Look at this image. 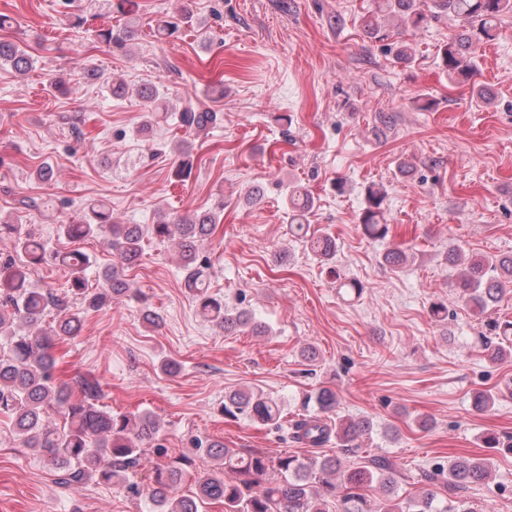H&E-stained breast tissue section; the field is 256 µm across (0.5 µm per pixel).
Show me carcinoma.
<instances>
[{
    "mask_svg": "<svg viewBox=\"0 0 512 512\" xmlns=\"http://www.w3.org/2000/svg\"><path fill=\"white\" fill-rule=\"evenodd\" d=\"M377 11L397 17L414 27L443 16L462 23V33L441 48V60L451 86H468L470 96L490 100L485 87L474 80L478 48L494 40L504 17L512 15V0H377ZM180 26L168 19L154 30L159 39L177 36ZM136 29L103 26L97 38L109 48L121 51L135 37ZM0 63L23 75L33 59L14 43L0 41ZM175 118L192 134H200L214 121V113L188 102ZM177 176L191 174V145L180 144ZM386 195L371 187L360 217L363 234L371 240L384 239L389 225L381 223ZM314 197L307 187L295 184L288 190L292 237L305 243L319 261H330L336 240L327 234L310 232L307 216ZM218 213L176 214L148 228L140 224H117L103 205L89 207L82 219L59 226L60 236L81 240L98 232L109 236L115 263L102 273L101 287L90 290L86 271L90 258L73 250L62 256L71 270L69 289L61 297L48 288L33 284L28 265L38 263L47 244L15 224H0V239L12 243L16 257L0 255V417H6L12 433L27 448H34L60 472L59 483L68 485L94 481L119 483L133 497L145 496L153 512H204L212 502L224 504V512H468L439 501L431 490L413 498L396 494L389 465L383 459L354 469H342L336 457L301 459L294 455L270 456L264 452L226 448L218 441L204 446L208 461L197 466L188 456L171 457L162 444V427L153 415L113 414L98 405L99 384L84 378L79 393L56 381L53 348L56 341L74 335L83 322V309L110 304L127 291L119 268L137 262L143 241L152 236L177 241L187 271L185 287L193 292L199 314L227 333L246 330L260 336L266 325L247 310L229 309L224 299L208 292V264L200 260L197 242L212 233ZM446 262L457 268L459 299L474 313L484 315L499 301L504 288L512 285V254L465 255L460 247L448 248ZM57 311L53 321L43 325L44 316ZM480 343L492 363L512 355V320L498 318L487 323ZM318 414L294 424L314 447L336 439V446L348 452L359 448V438L373 430L367 419H338L330 424L322 415L336 410L338 396L330 388L312 395ZM222 413L240 415L262 425L278 427L282 408L272 398L251 390H233L224 396ZM489 464L481 459L448 462V484L464 488L488 476ZM192 477L194 490L185 494L182 482Z\"/></svg>",
    "mask_w": 512,
    "mask_h": 512,
    "instance_id": "1",
    "label": "carcinoma"
}]
</instances>
